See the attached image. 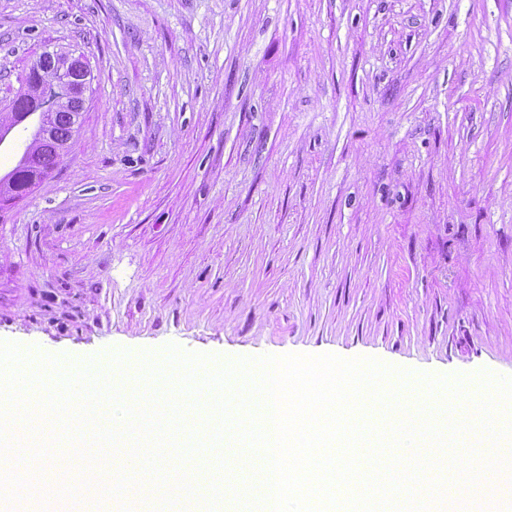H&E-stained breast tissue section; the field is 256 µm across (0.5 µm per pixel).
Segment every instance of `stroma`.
Masks as SVG:
<instances>
[{"instance_id":"1","label":"stroma","mask_w":512,"mask_h":512,"mask_svg":"<svg viewBox=\"0 0 512 512\" xmlns=\"http://www.w3.org/2000/svg\"><path fill=\"white\" fill-rule=\"evenodd\" d=\"M83 52L0 221V341L512 377V0H0V112ZM63 54V56H61ZM33 69L39 74L53 72L57 85L54 86L52 74H44L43 82L51 91L42 88H31L27 83L21 97H16L11 102L10 113L5 119L0 120V144L4 136L10 132L12 112H25V104L22 98H26L30 113L26 118L37 116L36 130L42 144L54 142L52 113L55 115V128L57 140L61 146L73 139L77 128L73 127L72 112H79L78 122L85 108L86 93L89 92L92 83V71L84 54L76 55L74 52H61L58 50H46L42 52L32 64ZM10 114V116H9ZM35 130H33L31 141L25 148V151L21 155L17 164L8 171L3 177H0V211L2 212L5 206V203L13 201L15 199H22L26 197L30 192V188L35 186L37 183L41 182L45 177L49 174L50 171L58 164L60 161L59 154L56 152L55 148L46 146L43 150L34 158L30 152L29 148L31 144H35ZM36 165V167H33ZM19 181L22 185L29 182L30 187L27 192L24 194H14L13 190L11 194L10 192V182ZM6 187V190L3 192L1 190L2 187ZM3 197V198H2ZM2 198V199H1Z\"/></svg>"}]
</instances>
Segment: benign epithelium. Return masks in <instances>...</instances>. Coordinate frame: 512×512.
Masks as SVG:
<instances>
[{"instance_id":"benign-epithelium-1","label":"benign epithelium","mask_w":512,"mask_h":512,"mask_svg":"<svg viewBox=\"0 0 512 512\" xmlns=\"http://www.w3.org/2000/svg\"><path fill=\"white\" fill-rule=\"evenodd\" d=\"M33 69L43 74H55L57 85L52 90H42L25 85L22 97L28 101L30 113L37 116L36 130L43 144L54 142V126L50 116L54 112H83L86 93L92 83V71L85 55L58 50L42 52L32 64Z\"/></svg>"}]
</instances>
